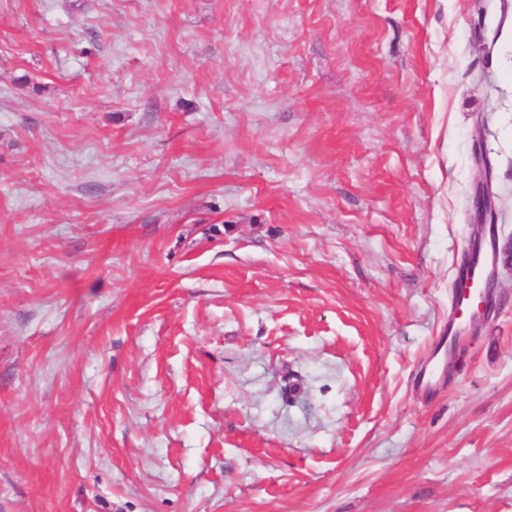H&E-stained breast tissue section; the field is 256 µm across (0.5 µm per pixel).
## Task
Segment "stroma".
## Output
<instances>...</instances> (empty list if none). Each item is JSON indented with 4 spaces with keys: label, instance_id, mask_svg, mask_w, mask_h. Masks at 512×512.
Wrapping results in <instances>:
<instances>
[{
    "label": "stroma",
    "instance_id": "obj_1",
    "mask_svg": "<svg viewBox=\"0 0 512 512\" xmlns=\"http://www.w3.org/2000/svg\"><path fill=\"white\" fill-rule=\"evenodd\" d=\"M511 242L512 0H0V512H512ZM489 261L487 252L478 250L469 258L467 266L461 271L460 282L471 288L470 292L460 291L453 299L448 314V347L460 340L463 327L482 311L487 298L485 287L489 283L487 275Z\"/></svg>",
    "mask_w": 512,
    "mask_h": 512
}]
</instances>
